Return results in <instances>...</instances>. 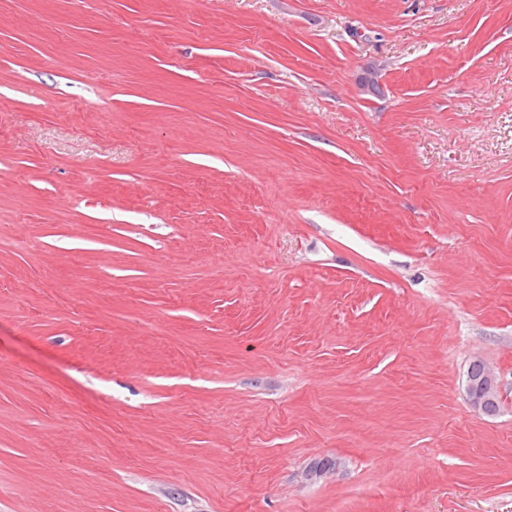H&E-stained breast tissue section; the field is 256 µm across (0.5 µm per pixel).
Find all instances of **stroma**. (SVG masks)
I'll use <instances>...</instances> for the list:
<instances>
[{
  "instance_id": "1",
  "label": "stroma",
  "mask_w": 512,
  "mask_h": 512,
  "mask_svg": "<svg viewBox=\"0 0 512 512\" xmlns=\"http://www.w3.org/2000/svg\"><path fill=\"white\" fill-rule=\"evenodd\" d=\"M0 512H512V0H0ZM474 362L483 365V384H476L479 383L481 380L479 368L471 367L472 377L470 373L467 372L465 380V389L468 399L471 405L477 411L483 414H486L488 411L489 413L486 415H495L499 412L501 406L499 401L496 402V400L499 399L500 394V386L498 384V379L496 375H494L492 371L480 360H474ZM492 401H495L496 404L491 403Z\"/></svg>"
}]
</instances>
